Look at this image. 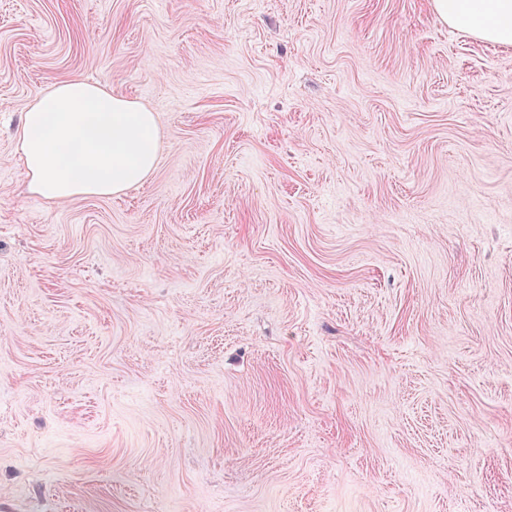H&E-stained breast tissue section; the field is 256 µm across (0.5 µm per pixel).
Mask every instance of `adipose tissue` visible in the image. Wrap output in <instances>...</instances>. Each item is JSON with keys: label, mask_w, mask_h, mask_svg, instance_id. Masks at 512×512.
Segmentation results:
<instances>
[{"label": "adipose tissue", "mask_w": 512, "mask_h": 512, "mask_svg": "<svg viewBox=\"0 0 512 512\" xmlns=\"http://www.w3.org/2000/svg\"><path fill=\"white\" fill-rule=\"evenodd\" d=\"M433 7L449 25L512 47V0H433ZM158 144L154 112L80 78L38 93L17 132L29 191L55 204L141 185L156 168Z\"/></svg>", "instance_id": "adipose-tissue-1"}]
</instances>
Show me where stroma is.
<instances>
[{"label": "stroma", "instance_id": "35a3bbf8", "mask_svg": "<svg viewBox=\"0 0 512 512\" xmlns=\"http://www.w3.org/2000/svg\"><path fill=\"white\" fill-rule=\"evenodd\" d=\"M79 77L155 112L26 189ZM0 512H512V47L432 0H0ZM16 142L29 191L59 204L141 185L156 168L159 128L139 103L72 78L33 98Z\"/></svg>", "mask_w": 512, "mask_h": 512}]
</instances>
